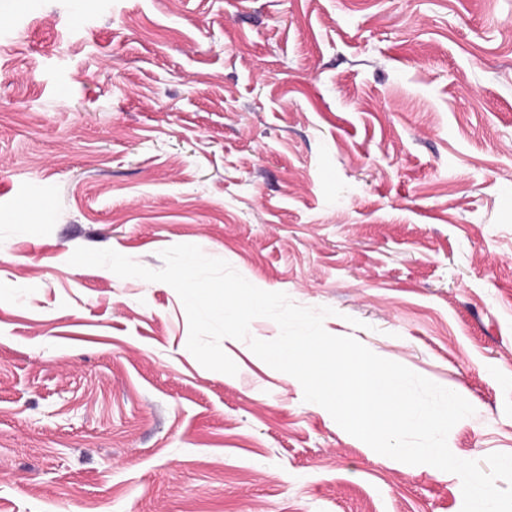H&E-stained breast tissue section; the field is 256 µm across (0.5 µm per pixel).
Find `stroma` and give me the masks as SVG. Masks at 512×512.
<instances>
[{
	"label": "stroma",
	"instance_id": "1",
	"mask_svg": "<svg viewBox=\"0 0 512 512\" xmlns=\"http://www.w3.org/2000/svg\"><path fill=\"white\" fill-rule=\"evenodd\" d=\"M199 246L512 454V0H0V512H461V479L187 349Z\"/></svg>",
	"mask_w": 512,
	"mask_h": 512
}]
</instances>
